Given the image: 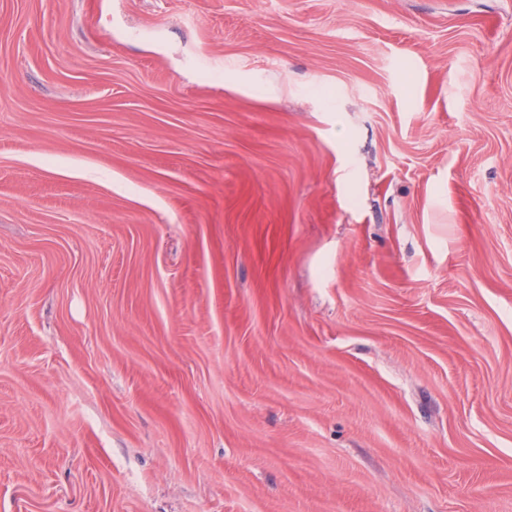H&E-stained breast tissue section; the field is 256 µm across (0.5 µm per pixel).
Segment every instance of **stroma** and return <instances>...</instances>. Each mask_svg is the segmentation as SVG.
<instances>
[{
    "mask_svg": "<svg viewBox=\"0 0 512 512\" xmlns=\"http://www.w3.org/2000/svg\"><path fill=\"white\" fill-rule=\"evenodd\" d=\"M0 512H512V0H0Z\"/></svg>",
    "mask_w": 512,
    "mask_h": 512,
    "instance_id": "stroma-1",
    "label": "stroma"
}]
</instances>
